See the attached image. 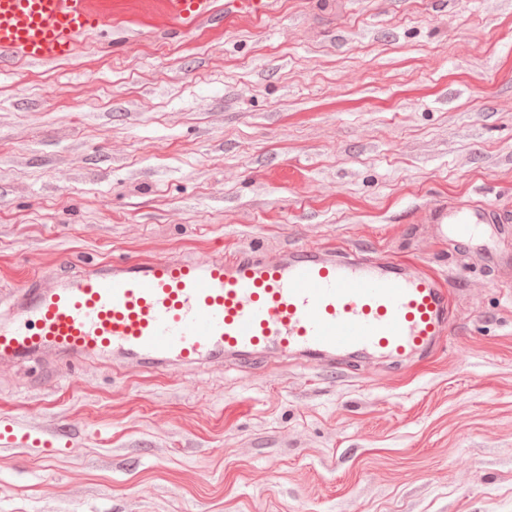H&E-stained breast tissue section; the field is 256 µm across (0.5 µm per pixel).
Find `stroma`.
I'll return each mask as SVG.
<instances>
[{"label":"stroma","instance_id":"1","mask_svg":"<svg viewBox=\"0 0 512 512\" xmlns=\"http://www.w3.org/2000/svg\"><path fill=\"white\" fill-rule=\"evenodd\" d=\"M488 203L471 256L425 206ZM413 252L455 292L423 366L0 369V512H512V0H278L187 36L145 14L0 70V297L36 268L252 243ZM471 463L459 481L456 462ZM8 426L9 428H6V426L0 427V445L12 444L48 448L53 447V444L58 441L57 434H36L14 424Z\"/></svg>","mask_w":512,"mask_h":512}]
</instances>
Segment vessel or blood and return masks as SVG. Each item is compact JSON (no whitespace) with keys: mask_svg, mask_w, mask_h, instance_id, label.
Wrapping results in <instances>:
<instances>
[{"mask_svg":"<svg viewBox=\"0 0 512 512\" xmlns=\"http://www.w3.org/2000/svg\"><path fill=\"white\" fill-rule=\"evenodd\" d=\"M277 0H224L228 19L270 16ZM158 25L186 34L211 19L214 0H151ZM119 0H0V66L70 58L80 40L120 16ZM490 208L440 204L419 232L468 252ZM0 319V363L51 353L66 361L112 355L113 371L194 369L211 361L296 356L306 364L363 355L423 364L445 346L453 293L413 253L376 257L329 243L221 249L200 258L123 257L62 275L26 276ZM57 435L0 427V445L48 448Z\"/></svg>","mask_w":512,"mask_h":512,"instance_id":"1","label":"vessel or blood"}]
</instances>
